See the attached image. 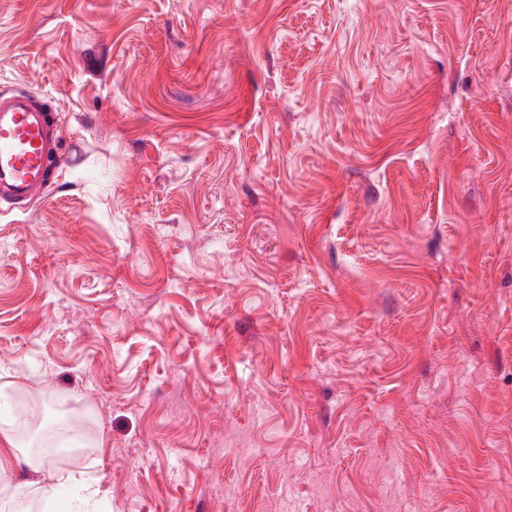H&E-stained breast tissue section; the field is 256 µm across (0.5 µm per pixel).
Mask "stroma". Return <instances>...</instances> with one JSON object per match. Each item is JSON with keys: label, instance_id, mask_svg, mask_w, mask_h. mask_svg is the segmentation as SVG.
Segmentation results:
<instances>
[{"label": "stroma", "instance_id": "stroma-1", "mask_svg": "<svg viewBox=\"0 0 512 512\" xmlns=\"http://www.w3.org/2000/svg\"><path fill=\"white\" fill-rule=\"evenodd\" d=\"M16 91L0 412L101 512H512V0H0ZM51 123L33 93L0 96V200L24 213L47 187L48 164L57 151ZM99 496L97 482L93 478H86L80 482V507L73 508L68 505L71 512H97L95 505Z\"/></svg>", "mask_w": 512, "mask_h": 512}]
</instances>
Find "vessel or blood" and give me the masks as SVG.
I'll return each instance as SVG.
<instances>
[{
    "instance_id": "obj_1",
    "label": "vessel or blood",
    "mask_w": 512,
    "mask_h": 512,
    "mask_svg": "<svg viewBox=\"0 0 512 512\" xmlns=\"http://www.w3.org/2000/svg\"><path fill=\"white\" fill-rule=\"evenodd\" d=\"M57 131L37 106L35 94L0 96V200L10 209L26 211L43 194Z\"/></svg>"
}]
</instances>
